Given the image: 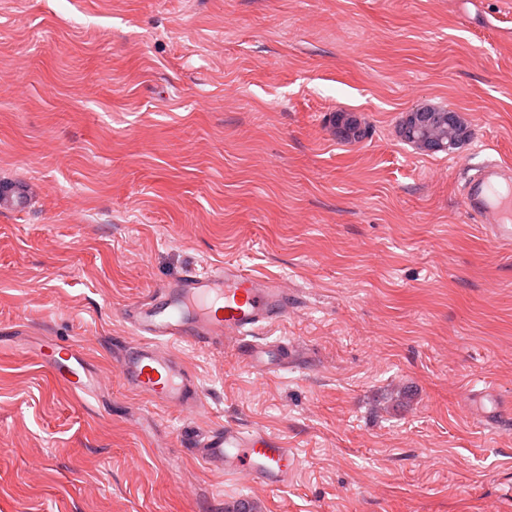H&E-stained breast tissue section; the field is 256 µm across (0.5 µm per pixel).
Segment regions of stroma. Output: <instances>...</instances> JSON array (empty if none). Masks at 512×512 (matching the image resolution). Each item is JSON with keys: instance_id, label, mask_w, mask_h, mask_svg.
Returning <instances> with one entry per match:
<instances>
[{"instance_id": "stroma-1", "label": "stroma", "mask_w": 512, "mask_h": 512, "mask_svg": "<svg viewBox=\"0 0 512 512\" xmlns=\"http://www.w3.org/2000/svg\"><path fill=\"white\" fill-rule=\"evenodd\" d=\"M430 104L469 140L398 134ZM337 112L366 128L340 141ZM512 163V0H0V512H512V252L463 210L470 162ZM225 264L295 296L264 378L175 351L202 403L124 387L123 308ZM76 344L97 392L33 354ZM232 420L300 467L259 492L185 446ZM437 127L448 130V142L445 143L441 135L436 134ZM398 130L401 135L412 134L415 130L421 132L419 138H415V144L409 138H402L405 142L415 145L425 152L448 151L454 152L469 136V131L460 113L452 109L435 108L431 106H419L405 113L399 122ZM30 201V189L26 183L11 181L0 183V212H23L29 207Z\"/></svg>"}]
</instances>
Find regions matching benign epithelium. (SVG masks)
Masks as SVG:
<instances>
[{
  "label": "benign epithelium",
  "mask_w": 512,
  "mask_h": 512,
  "mask_svg": "<svg viewBox=\"0 0 512 512\" xmlns=\"http://www.w3.org/2000/svg\"><path fill=\"white\" fill-rule=\"evenodd\" d=\"M448 131V141L435 133L436 128ZM400 134L416 130L421 136L415 139V146L425 152H454L469 136V131L460 113L452 109L419 106L405 113L399 122Z\"/></svg>",
  "instance_id": "7a95c632"
}]
</instances>
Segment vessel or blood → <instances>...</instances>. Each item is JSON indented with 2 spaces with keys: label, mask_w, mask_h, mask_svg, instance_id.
Returning <instances> with one entry per match:
<instances>
[{
  "label": "vessel or blood",
  "mask_w": 512,
  "mask_h": 512,
  "mask_svg": "<svg viewBox=\"0 0 512 512\" xmlns=\"http://www.w3.org/2000/svg\"><path fill=\"white\" fill-rule=\"evenodd\" d=\"M465 172L466 214L498 249L511 250L512 172L489 158L468 164ZM30 201L26 183H0V212H22ZM291 306L292 297L279 280L228 265L189 269L154 289L149 302L126 305L123 319L137 340L120 359L119 376L128 390L162 408L200 405L197 380L174 354L173 345L221 347L248 358L261 374L275 373L287 367L292 353L285 346L259 342L257 335L284 320ZM39 359L73 393L87 394L99 385L73 346L44 343ZM191 452L211 473L270 491L286 485L298 467L295 452L279 437L236 422L209 428Z\"/></svg>",
  "instance_id": "b4317fda"
}]
</instances>
